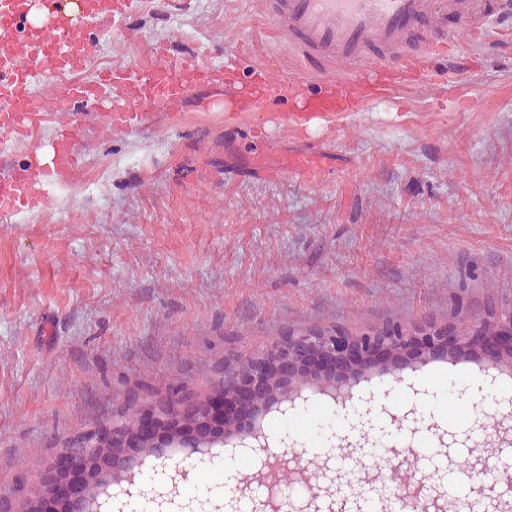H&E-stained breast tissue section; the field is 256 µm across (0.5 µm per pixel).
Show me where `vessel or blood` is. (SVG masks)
<instances>
[{"label": "vessel or blood", "instance_id": "vessel-or-blood-1", "mask_svg": "<svg viewBox=\"0 0 512 512\" xmlns=\"http://www.w3.org/2000/svg\"><path fill=\"white\" fill-rule=\"evenodd\" d=\"M31 2L0 0L1 132L28 137L38 114L68 113L78 105L100 109L107 126L120 130L139 112L161 106L174 109L190 95V86L180 77L181 61L160 44L153 49L155 64L137 73L116 65L101 71L96 81L70 82L34 104L31 81L39 71L37 52L13 47L14 31L26 25ZM127 7L126 0H85L78 21L66 27L44 22L37 32L38 42L66 71H80L89 59V29L121 19ZM504 7L503 0H266L273 39L297 54L311 82L302 98L297 97L291 79L264 80L244 94L259 105L273 92L298 112L363 111L370 102L368 88H382L385 75L405 67L414 56H431L433 71L440 77L447 75L449 64L463 66L464 56L451 62L438 51L447 39V16L486 27L501 17ZM120 79L130 81L131 98L118 106H105V89ZM72 139V128L60 125L53 140L54 166H76ZM49 202V194L37 190L25 169L0 179L2 215Z\"/></svg>", "mask_w": 512, "mask_h": 512}]
</instances>
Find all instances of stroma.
Segmentation results:
<instances>
[{
    "instance_id": "35a3bbf8",
    "label": "stroma",
    "mask_w": 512,
    "mask_h": 512,
    "mask_svg": "<svg viewBox=\"0 0 512 512\" xmlns=\"http://www.w3.org/2000/svg\"><path fill=\"white\" fill-rule=\"evenodd\" d=\"M262 0H132L96 27L81 72L135 70L165 44L191 79L176 109L107 132L82 106L0 133V177L70 123L76 168L39 180L47 207L0 217V492L39 483L69 443L225 358L288 332L450 323L512 307V25L470 28V67L360 112L228 109L227 93L296 56L259 37ZM245 51L225 67L227 51ZM314 155L301 170L281 158Z\"/></svg>"
}]
</instances>
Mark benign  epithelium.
<instances>
[{
	"instance_id": "1",
	"label": "benign epithelium",
	"mask_w": 512,
	"mask_h": 512,
	"mask_svg": "<svg viewBox=\"0 0 512 512\" xmlns=\"http://www.w3.org/2000/svg\"><path fill=\"white\" fill-rule=\"evenodd\" d=\"M417 330L426 346L410 350L414 337L394 329L395 335L366 332L349 336L329 333L318 341H296L284 353L263 352L250 369L239 376L231 393L217 390L206 399L180 391L174 396L157 397L130 420L112 417L104 424L124 446L140 448L154 443L158 464L148 468L138 457L116 452L112 467L126 475L127 487L112 496V512H198L200 499H212V512H241L244 503L251 512H345L336 507L341 485L350 484L341 471L338 458L326 453L320 457L319 478L304 495L285 496L280 475L300 482L308 472L298 449L301 438L292 427L299 417L325 406L339 426L329 432L331 447L347 449L360 461L371 455L369 435L379 438L394 429L397 442H386L387 459L398 458L417 448L427 434L437 448L440 475L426 483L412 479L400 487L395 497L417 504L421 512H443L448 496L446 470L456 464L462 448L497 444L512 454V391L503 387L504 377L512 375V321L489 329L477 326L467 333L450 324L426 323ZM490 342L485 349L489 362L464 381L448 378V385L435 386L423 379L422 369L439 355L455 357V351ZM274 376L286 383L275 398L268 399L265 380ZM466 397L478 415L479 428L450 429L439 421L433 405L445 395ZM494 399L499 418L493 423L496 438L478 433L485 428L481 403ZM182 422V447L196 448L207 437L221 443L224 456L204 463L211 470L224 464V458L248 459L255 464L251 475H236L230 491L220 483L200 486L203 470L191 457L167 460L160 441L169 419ZM88 436L78 438L53 464L43 484L53 483L55 498L67 512H87L85 461L91 455ZM470 503L478 512H501L499 503L512 499V472L492 466L489 458L476 456L465 471Z\"/></svg>"
}]
</instances>
